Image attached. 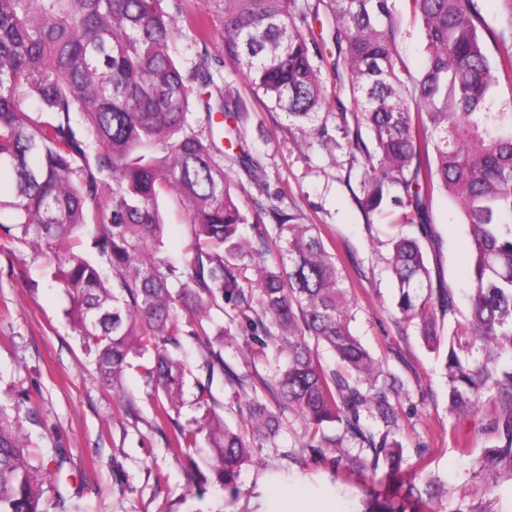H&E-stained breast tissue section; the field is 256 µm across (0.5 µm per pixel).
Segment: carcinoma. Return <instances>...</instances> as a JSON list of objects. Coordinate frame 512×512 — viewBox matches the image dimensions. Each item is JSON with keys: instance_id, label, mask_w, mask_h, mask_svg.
Segmentation results:
<instances>
[{"instance_id": "cac0c4a2", "label": "carcinoma", "mask_w": 512, "mask_h": 512, "mask_svg": "<svg viewBox=\"0 0 512 512\" xmlns=\"http://www.w3.org/2000/svg\"><path fill=\"white\" fill-rule=\"evenodd\" d=\"M406 2L426 42L417 79L399 57L387 0H201L188 17L181 0L172 13L161 0H0V184L10 188L0 196V230L52 268L102 384L119 392L129 355L150 352L141 369L159 394L156 413L171 418L189 372L167 344L181 317L191 335H208L214 310L227 317L218 333L226 342L260 330L255 352L274 351L272 378L260 383L276 408L253 386L245 427L206 422L215 479L232 495L251 448L274 441L287 411L303 423L304 447L333 446L339 463L384 470L424 508L445 488L404 467L392 437L397 382L351 332V291L317 225L262 205L276 254L269 261L247 250L239 227L248 215L224 159L253 182L259 176L249 154H225L244 140V102L220 82L227 60L269 108L321 138V69L349 90L350 105L338 98L336 110L350 151L364 159L365 212L398 188L408 208L402 225L417 227L435 190L455 201L473 248L466 311L453 288H432L417 237L398 234L389 265L399 309L419 319L427 345L437 349L447 332L450 413L466 417L485 398L498 405L496 444L482 449L476 475L491 489L502 473L512 477V112L487 111L501 80L512 82V0H500L495 28L479 0ZM322 11L324 34L312 25ZM217 114L234 121L226 148L214 137ZM172 193L193 239L184 271L157 249L160 202ZM322 349L335 366L322 362ZM204 364L247 385L218 352L208 350ZM198 434L177 427L174 450L196 447ZM26 448L20 411L0 404V512H41L39 468Z\"/></svg>"}]
</instances>
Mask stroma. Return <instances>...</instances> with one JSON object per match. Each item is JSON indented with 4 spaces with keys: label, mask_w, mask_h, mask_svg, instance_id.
I'll return each instance as SVG.
<instances>
[{
    "label": "stroma",
    "mask_w": 512,
    "mask_h": 512,
    "mask_svg": "<svg viewBox=\"0 0 512 512\" xmlns=\"http://www.w3.org/2000/svg\"><path fill=\"white\" fill-rule=\"evenodd\" d=\"M388 6L398 28L399 54L411 75L419 76L426 58L421 24L404 0H388ZM221 74L247 103L245 147L261 169L256 185L238 167L224 166L249 217L242 235L261 248L269 221L258 215L257 206L273 201L300 213L303 223L319 226L352 292V333L381 360L387 376L404 385L395 438L409 472L440 478L448 494L438 512L471 507L512 512V483L487 492L473 474V452L495 443L494 402L484 400L467 418L451 415L442 360L425 344L418 320L405 319L397 307L398 290L386 259L400 208L390 203L367 213L359 206L364 160L350 153L338 128L333 75H321L326 90L321 118L328 130L321 140L270 110L233 64H225ZM162 209L161 254L183 266L194 259L185 207L179 197L169 196ZM419 239L433 285L464 287L470 246L446 193H434L427 203ZM69 307L53 288L43 259L0 236V403L21 408L31 460L42 466V512H363L365 493L377 486L380 473L336 466L334 449L303 447L302 424L292 417L274 443L252 449L236 480L237 495L228 497L212 479L214 456L206 435H199L186 456L169 445L175 425L201 419L194 403L200 383L210 387L212 413L234 428L242 422L243 396L223 374H208L203 345L189 325L179 322L173 350L191 370L184 404L162 420L140 370H125L122 399L101 384ZM462 435L470 438L471 454L456 444Z\"/></svg>",
    "instance_id": "stroma-1"
}]
</instances>
